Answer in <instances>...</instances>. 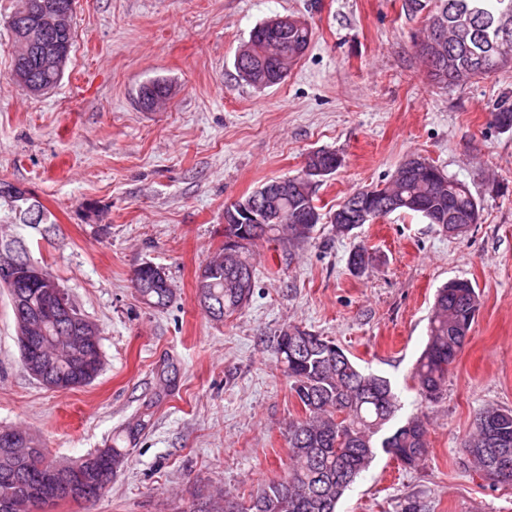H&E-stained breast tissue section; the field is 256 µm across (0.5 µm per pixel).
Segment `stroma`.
<instances>
[{
	"instance_id": "1",
	"label": "stroma",
	"mask_w": 512,
	"mask_h": 512,
	"mask_svg": "<svg viewBox=\"0 0 512 512\" xmlns=\"http://www.w3.org/2000/svg\"><path fill=\"white\" fill-rule=\"evenodd\" d=\"M404 0H77L75 45L60 82L33 95L10 78L14 42L0 0V180L23 186L56 224L22 234L101 333L103 369L90 384L47 389L20 363L12 305L0 290V425L27 430L60 460L103 447L144 412L151 424L104 496L53 512H187L198 496L249 494L282 475L288 422L301 410L274 348L297 325L333 339L364 370L387 377L398 419L424 417L431 454L406 470L385 453L338 512H512V488L466 470L459 453L477 413L512 409V129L493 112L512 72L461 87L435 85L414 37L425 27ZM308 23L305 56L272 87L235 68L258 24ZM166 81L160 107L141 85ZM341 167L316 189L323 211L387 181L419 156L470 189L481 220L448 237L421 216L393 213L350 234L317 225L293 261L254 249L248 304L218 323L200 308L196 278L224 243V207L267 181L299 175L315 150ZM358 246L372 262L352 272ZM165 271L169 307L145 305L133 283ZM454 278L480 308L448 374L444 398L422 404L412 378L435 294ZM179 367L160 404L156 363Z\"/></svg>"
}]
</instances>
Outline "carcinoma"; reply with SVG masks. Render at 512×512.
<instances>
[{
	"instance_id": "1",
	"label": "carcinoma",
	"mask_w": 512,
	"mask_h": 512,
	"mask_svg": "<svg viewBox=\"0 0 512 512\" xmlns=\"http://www.w3.org/2000/svg\"><path fill=\"white\" fill-rule=\"evenodd\" d=\"M408 13H426L443 23L444 46L437 56L426 47L418 52L432 81L444 87L458 86L492 72L512 71V0H405ZM312 40L305 24L286 28L257 25L249 36L250 52L235 58V68L250 85L267 87L266 69L272 66L266 47L280 48L288 56V65L303 57ZM318 162L339 168L341 157L320 149L305 164ZM288 193L276 198V209L290 218L286 223L267 220L262 224H226L224 236L244 240L236 258L224 257L219 250L199 269L196 292L205 293L202 306L212 320L219 322L241 311L253 293L254 266L251 248L260 241H277L283 253L291 256L311 238L316 225L304 227L293 222L315 202L318 183L298 175L286 179ZM368 204L385 217L394 212L420 215L431 224H477L480 207L469 188L443 173L437 166L410 157L387 182L361 189L349 195L329 216L337 221L336 232L348 234L359 223L360 206ZM25 226L48 233L53 226L50 213L35 196L13 197L0 193V226ZM152 270L140 267L134 284L144 303L163 309L171 302V288H142ZM10 300L21 298V308L13 310L20 361L28 368L32 349H42V337L62 355L76 348L64 329L53 325L36 328L28 325L26 315L44 300L40 285L24 276L11 283L0 281ZM479 293L471 281L454 280L438 289L429 317L428 340L414 368L419 395L426 403L439 402L468 332L479 309ZM277 360L288 378L292 395L302 416L288 423V463L283 475L258 485L249 498L229 494L208 496L192 504L188 512H336L337 505L355 479L383 451L406 469L417 467L430 454L427 428L417 416L392 426L397 398L386 378L366 373L333 340L298 326L282 330L276 341ZM160 390L159 402L177 386L178 368L170 359L155 367ZM149 421L141 416L124 430L121 439H113L107 448L112 461L99 451L68 462L81 469L79 485L60 481L44 482L57 460L33 435L28 444L12 452L0 447V512H34L45 505L53 508L65 502L94 503L112 483L103 479L107 470L117 473L131 454ZM512 454V410L488 407L480 411L473 429L461 440L463 463L485 476L496 474L495 481L512 486V467H496L502 447Z\"/></svg>"
}]
</instances>
